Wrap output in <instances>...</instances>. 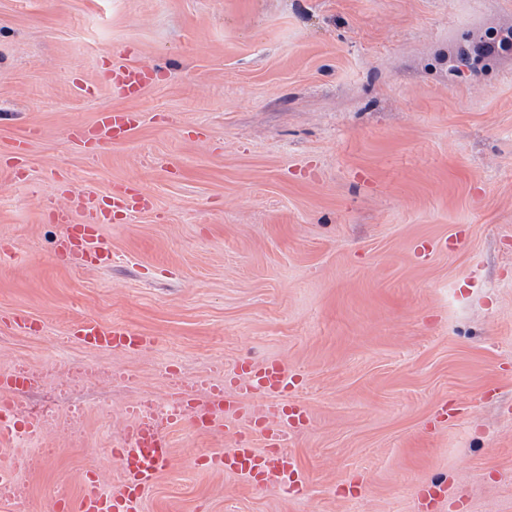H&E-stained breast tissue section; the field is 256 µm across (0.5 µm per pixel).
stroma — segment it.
<instances>
[{"label": "stroma", "mask_w": 512, "mask_h": 512, "mask_svg": "<svg viewBox=\"0 0 512 512\" xmlns=\"http://www.w3.org/2000/svg\"><path fill=\"white\" fill-rule=\"evenodd\" d=\"M512 0H0V374L40 424L0 446L16 498L58 512L170 382L239 357L287 362L309 424L288 450L302 496L208 463L221 435L171 433L142 512H512ZM127 56L131 100L103 82ZM94 85L76 93V82ZM140 112L97 158L66 139ZM128 186L152 211L106 225L111 265H59L46 203ZM93 317L157 339L82 348ZM8 330L15 336H27L41 328L40 323L24 311L11 312L2 318Z\"/></svg>", "instance_id": "1"}]
</instances>
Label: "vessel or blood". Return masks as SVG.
Masks as SVG:
<instances>
[{
  "label": "vessel or blood",
  "instance_id": "1",
  "mask_svg": "<svg viewBox=\"0 0 512 512\" xmlns=\"http://www.w3.org/2000/svg\"><path fill=\"white\" fill-rule=\"evenodd\" d=\"M145 82L143 69L113 61L109 84L118 97L133 98ZM139 123L137 112L111 110L99 113L90 131L75 128L69 137L78 143L91 139L100 149L124 141ZM110 205V210H98L96 196L90 193L82 196L77 208L53 209L52 218L60 226L53 244L58 263L86 268L111 262L112 248L102 226L109 223L111 211L126 210L129 203L125 197L115 195ZM4 323L16 336H27L40 328L23 311L10 313ZM69 335L82 346L106 351H139L154 343L153 337L139 328L105 326L93 320L74 322ZM233 372L238 378L235 391H225L223 384L206 379L201 383L202 398L179 393V409L171 415L170 427L187 419L201 432L231 438L230 448L213 454L211 461L243 484L301 493L306 481L304 468L285 446L288 433L298 431L307 421L297 399L299 374L277 361L256 364L244 359L237 360ZM114 454L120 478L112 491L101 492L95 477H87L80 496L64 503L65 512H141L145 494L169 464L167 429L136 423Z\"/></svg>",
  "mask_w": 512,
  "mask_h": 512
}]
</instances>
